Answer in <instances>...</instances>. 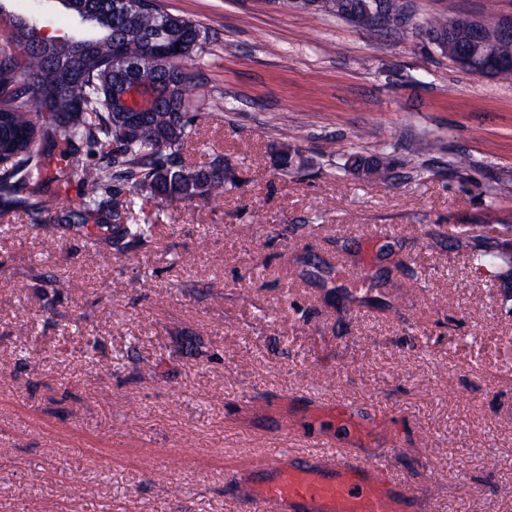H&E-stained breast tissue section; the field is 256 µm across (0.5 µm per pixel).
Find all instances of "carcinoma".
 <instances>
[{"instance_id":"obj_1","label":"carcinoma","mask_w":512,"mask_h":512,"mask_svg":"<svg viewBox=\"0 0 512 512\" xmlns=\"http://www.w3.org/2000/svg\"><path fill=\"white\" fill-rule=\"evenodd\" d=\"M79 21L75 34L49 37L37 51L30 43L41 28L0 3V196L20 184L33 186L20 207L35 216L33 229L74 224L86 235L96 228L119 252L126 242L147 244L156 221L176 201L210 204L224 196V164L191 167L182 151L196 135L202 110H222L224 103L201 90L188 94L191 76L181 61L204 51L207 33L196 23L143 0H60ZM152 45L136 70L116 48ZM55 68L46 69V56ZM167 78L171 101L134 123L112 109V90L124 78ZM80 145L100 154L92 163L75 153L59 174L48 176L50 148ZM46 182L77 183L78 207L60 209L59 193ZM152 204L154 218L129 222L137 200ZM479 266L512 257L490 252L473 254Z\"/></svg>"}]
</instances>
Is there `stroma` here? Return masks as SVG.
<instances>
[{"label":"stroma","mask_w":512,"mask_h":512,"mask_svg":"<svg viewBox=\"0 0 512 512\" xmlns=\"http://www.w3.org/2000/svg\"><path fill=\"white\" fill-rule=\"evenodd\" d=\"M159 3L207 32L183 67L224 103L184 157L232 179L108 262L37 234L28 187L0 197V512H254L239 476L321 441L385 458L402 512H512V276L472 260L512 253V81L418 31L512 0H408L413 27L376 35L279 0ZM6 6L77 27L58 0Z\"/></svg>","instance_id":"obj_1"}]
</instances>
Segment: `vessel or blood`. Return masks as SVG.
Here are the masks:
<instances>
[{
  "label": "vessel or blood",
  "instance_id": "obj_1",
  "mask_svg": "<svg viewBox=\"0 0 512 512\" xmlns=\"http://www.w3.org/2000/svg\"><path fill=\"white\" fill-rule=\"evenodd\" d=\"M240 493L264 512H400V487L383 461L335 458L333 451L264 458Z\"/></svg>",
  "mask_w": 512,
  "mask_h": 512
}]
</instances>
